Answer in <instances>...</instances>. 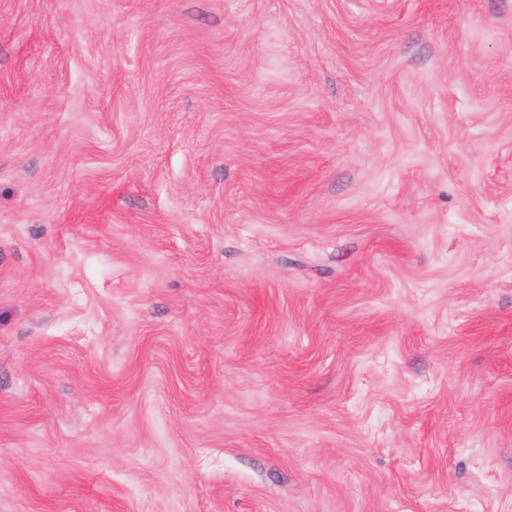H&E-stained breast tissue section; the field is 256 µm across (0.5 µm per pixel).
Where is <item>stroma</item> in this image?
<instances>
[{
    "instance_id": "stroma-1",
    "label": "stroma",
    "mask_w": 512,
    "mask_h": 512,
    "mask_svg": "<svg viewBox=\"0 0 512 512\" xmlns=\"http://www.w3.org/2000/svg\"><path fill=\"white\" fill-rule=\"evenodd\" d=\"M0 512H512V0H0Z\"/></svg>"
}]
</instances>
